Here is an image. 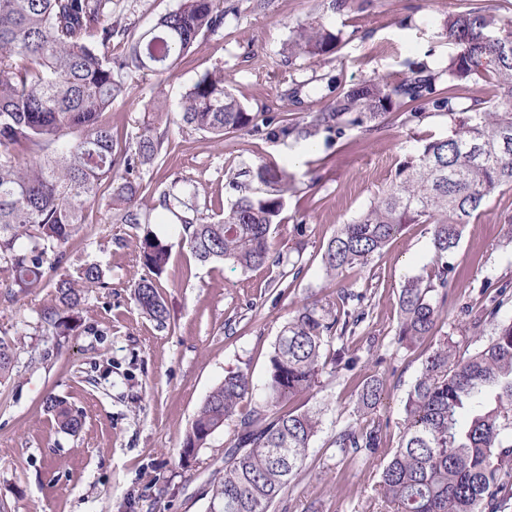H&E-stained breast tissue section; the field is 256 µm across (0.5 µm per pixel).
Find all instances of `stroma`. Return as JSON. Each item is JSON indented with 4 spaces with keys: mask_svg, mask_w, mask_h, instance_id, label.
Here are the masks:
<instances>
[{
    "mask_svg": "<svg viewBox=\"0 0 512 512\" xmlns=\"http://www.w3.org/2000/svg\"><path fill=\"white\" fill-rule=\"evenodd\" d=\"M131 32L151 28L179 0H116ZM218 33L201 39L170 74L131 79L130 98L112 107L118 137L137 133L144 102L176 110L184 90L206 70H221L240 102L260 122L300 119L348 88L386 74L423 67L444 73L458 51L445 22L464 0H231ZM320 20L337 35L324 59H287L283 46L302 23ZM419 118L392 112L380 129L345 127L311 140L228 133L216 141L169 126L161 166L144 169V185L159 193L189 180L212 211L241 194L238 170L264 161L286 169L291 189L274 244L283 261L242 270L197 261L178 236L171 214L153 211L149 224L111 221L109 194L100 191L86 222L66 246L69 264L96 263L105 287L90 293L70 331L56 335L38 317L52 288L14 294L0 271V338L21 339L10 377L0 380V512H209L213 481L224 466L228 430L213 434L194 458L181 462L183 440L209 391L231 371L250 374L263 389L277 337L304 299L332 306L340 287L364 294L368 316L351 335L361 360L325 376L312 402L321 428L291 488L270 512H382L378 460L339 457L333 437L356 408L363 380L378 375L385 395L373 414L386 422L387 448H396L403 404L419 374L427 343L398 346V292L423 274L433 257L432 227L407 225L369 267L326 276L322 255L340 224L358 218L393 179L419 138L451 132L447 110L419 106ZM301 161H293L296 152ZM153 231L170 248L157 291L165 324L143 314L134 283L143 275L136 245ZM456 277L436 336L460 348L478 343L464 326L463 308L480 307L487 286L512 284V191L495 196L466 225L453 255ZM300 267L292 275V267ZM64 399L82 417L61 430L44 407Z\"/></svg>",
    "mask_w": 512,
    "mask_h": 512,
    "instance_id": "stroma-1",
    "label": "stroma"
}]
</instances>
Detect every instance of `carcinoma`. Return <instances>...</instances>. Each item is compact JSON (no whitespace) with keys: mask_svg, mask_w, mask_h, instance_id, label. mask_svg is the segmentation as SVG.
I'll use <instances>...</instances> for the list:
<instances>
[{"mask_svg":"<svg viewBox=\"0 0 512 512\" xmlns=\"http://www.w3.org/2000/svg\"><path fill=\"white\" fill-rule=\"evenodd\" d=\"M113 0H0V268L8 287L31 293L50 282L54 304L40 319L68 327L89 292L104 287L96 263L64 267L65 246L85 223L101 188L111 187L117 224H148L161 209L182 228V243L202 263L232 261L244 270L280 263L273 225L281 223L288 173L262 162L245 171L259 184L214 219L194 199L195 187L162 191L147 204L138 176L160 157L164 134L144 123L134 142L119 145L107 114L132 95L128 78L172 71L200 38L224 27V0H181L149 30L134 35L112 21ZM446 34L459 47L447 85L420 67L399 79L385 75L348 89L307 122L284 119L273 136L314 137L321 130L362 127L393 108L417 118V103L435 94L448 109L446 138H425L400 163L387 188L358 219L339 225L322 255L327 276L367 267L407 224H430L434 258L425 274L408 278L398 294L395 340L412 345L436 327L456 267L451 257L463 228L495 195L512 189V19L486 0L448 15ZM126 48L113 52V40ZM336 34L320 21L297 27L287 57L328 55ZM496 87V100L477 99L457 111L454 100L479 83ZM181 127L219 139L259 130L256 116L227 89L224 74L206 71L184 91ZM148 274L134 286L142 312L162 325L165 306L156 278L169 261L156 234L139 239ZM508 285L478 309H466L476 336L492 337L466 356L445 337L426 356L404 404L399 440L379 473V490L393 512H504L512 499V318L498 319ZM364 296L341 290L336 311L306 301L284 326L270 357L261 400L242 412L252 390L248 373L230 372L204 399L188 429L181 457L191 456L218 430L231 428L223 474L214 483L210 512H269L289 489L320 431L321 409L293 398H313L320 377L351 371L358 356L333 346L366 318ZM16 344L0 339V379L9 376ZM384 383L365 378L354 417L333 440L340 455L384 447L383 427L367 414L382 402ZM57 425L75 432L79 414L66 401L47 402Z\"/></svg>","mask_w":512,"mask_h":512,"instance_id":"cac0c4a2","label":"carcinoma"}]
</instances>
